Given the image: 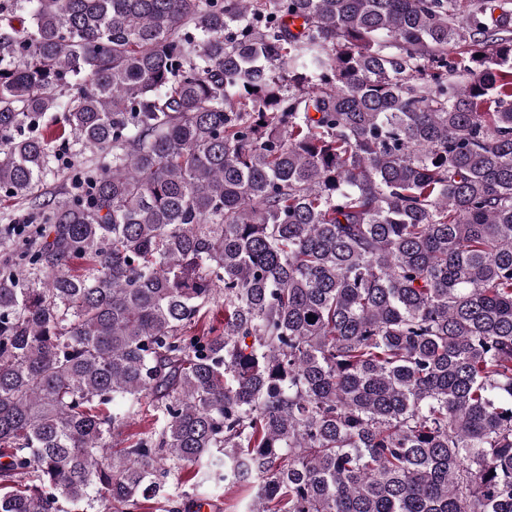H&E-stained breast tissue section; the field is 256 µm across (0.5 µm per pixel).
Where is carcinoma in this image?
Instances as JSON below:
<instances>
[{
	"label": "carcinoma",
	"instance_id": "cac0c4a2",
	"mask_svg": "<svg viewBox=\"0 0 512 512\" xmlns=\"http://www.w3.org/2000/svg\"><path fill=\"white\" fill-rule=\"evenodd\" d=\"M2 196L0 512H512V0H0ZM246 494L237 488L225 489L223 496L211 502L210 510L203 512H242L248 502Z\"/></svg>",
	"mask_w": 512,
	"mask_h": 512
}]
</instances>
